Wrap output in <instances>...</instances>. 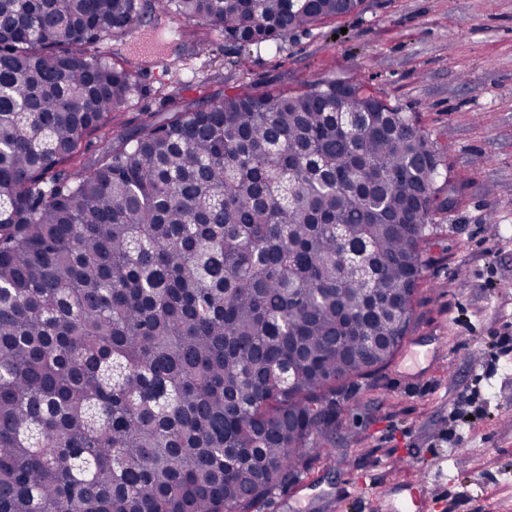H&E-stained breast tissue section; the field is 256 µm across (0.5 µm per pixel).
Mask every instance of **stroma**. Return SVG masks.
Listing matches in <instances>:
<instances>
[{"label": "stroma", "mask_w": 512, "mask_h": 512, "mask_svg": "<svg viewBox=\"0 0 512 512\" xmlns=\"http://www.w3.org/2000/svg\"><path fill=\"white\" fill-rule=\"evenodd\" d=\"M103 51L135 87L112 136L238 91L358 76L419 113L444 152L451 204L426 251L418 321L356 379L308 470L253 512H512V0H362L346 16L243 47L190 34L146 0Z\"/></svg>", "instance_id": "obj_1"}]
</instances>
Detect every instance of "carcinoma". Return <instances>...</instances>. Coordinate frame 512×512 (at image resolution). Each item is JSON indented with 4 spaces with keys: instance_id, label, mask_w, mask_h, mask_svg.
Masks as SVG:
<instances>
[{
    "instance_id": "obj_1",
    "label": "carcinoma",
    "mask_w": 512,
    "mask_h": 512,
    "mask_svg": "<svg viewBox=\"0 0 512 512\" xmlns=\"http://www.w3.org/2000/svg\"><path fill=\"white\" fill-rule=\"evenodd\" d=\"M360 2L158 5L247 47ZM144 16L0 0V512H252L414 323L444 190L418 117L325 79L114 143L134 79L97 49Z\"/></svg>"
}]
</instances>
